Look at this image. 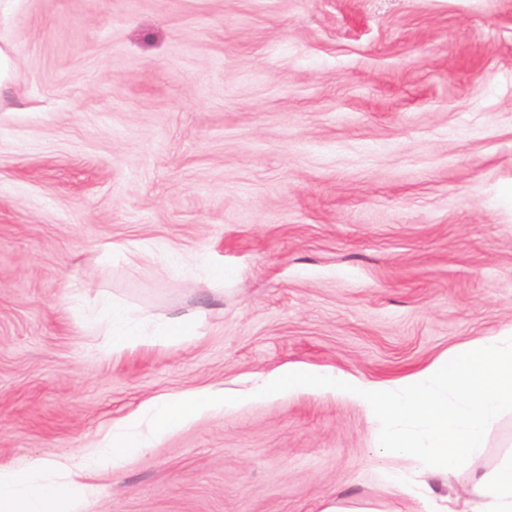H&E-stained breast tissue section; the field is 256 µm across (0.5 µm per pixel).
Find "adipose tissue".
Returning <instances> with one entry per match:
<instances>
[{"instance_id": "adipose-tissue-1", "label": "adipose tissue", "mask_w": 512, "mask_h": 512, "mask_svg": "<svg viewBox=\"0 0 512 512\" xmlns=\"http://www.w3.org/2000/svg\"><path fill=\"white\" fill-rule=\"evenodd\" d=\"M105 327L111 351L120 352L143 343L150 334L165 340L187 339L195 333L196 320L190 314L165 316L149 330L137 322L129 307L116 302L107 309Z\"/></svg>"}]
</instances>
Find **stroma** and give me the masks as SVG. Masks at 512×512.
Returning <instances> with one entry per match:
<instances>
[{
    "instance_id": "35a3bbf8",
    "label": "stroma",
    "mask_w": 512,
    "mask_h": 512,
    "mask_svg": "<svg viewBox=\"0 0 512 512\" xmlns=\"http://www.w3.org/2000/svg\"><path fill=\"white\" fill-rule=\"evenodd\" d=\"M0 58V466L224 389L87 512H414L357 402L248 393L512 333V0H0ZM112 300L200 323L112 355L86 321ZM511 453L508 413L424 480L463 499Z\"/></svg>"
}]
</instances>
